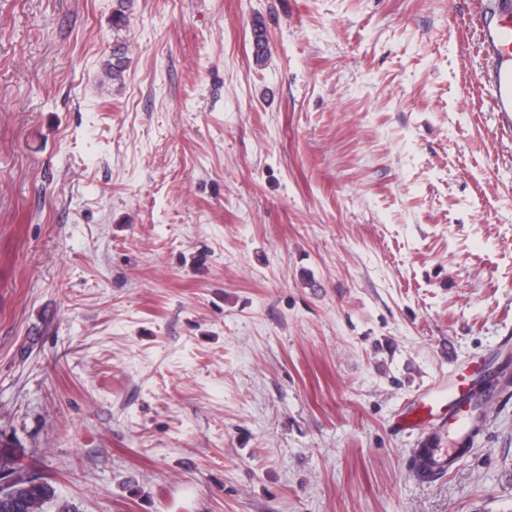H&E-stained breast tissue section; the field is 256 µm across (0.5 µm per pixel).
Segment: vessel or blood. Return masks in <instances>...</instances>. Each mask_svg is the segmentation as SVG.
Listing matches in <instances>:
<instances>
[{"instance_id":"vessel-or-blood-1","label":"vessel or blood","mask_w":512,"mask_h":512,"mask_svg":"<svg viewBox=\"0 0 512 512\" xmlns=\"http://www.w3.org/2000/svg\"><path fill=\"white\" fill-rule=\"evenodd\" d=\"M480 18V49L486 61L480 80L490 90L494 111L512 117V0H478ZM476 384L471 375L457 373L446 391L437 400L447 411L443 425L430 428L426 438L435 448L439 468L453 465L447 449L442 446L444 430L464 431L470 400Z\"/></svg>"}]
</instances>
